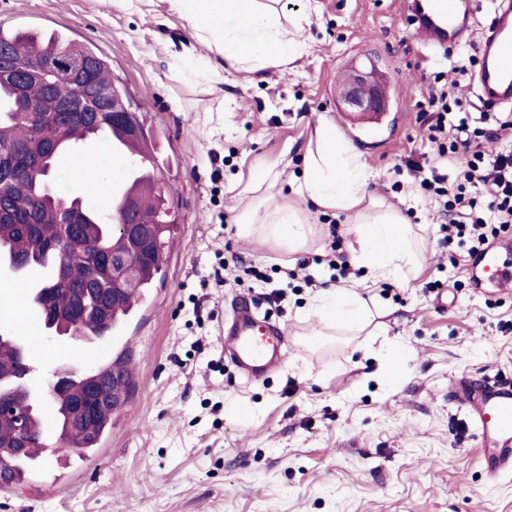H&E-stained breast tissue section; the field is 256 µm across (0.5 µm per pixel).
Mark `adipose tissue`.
<instances>
[{
    "instance_id": "adipose-tissue-1",
    "label": "adipose tissue",
    "mask_w": 512,
    "mask_h": 512,
    "mask_svg": "<svg viewBox=\"0 0 512 512\" xmlns=\"http://www.w3.org/2000/svg\"><path fill=\"white\" fill-rule=\"evenodd\" d=\"M225 59L259 70L285 67L301 50L298 39L309 13L288 15L283 0H169ZM372 176L361 153L336 134V125L319 118L303 156L302 177L291 185L297 204L277 201V178L264 174L266 192L243 207L235 224L239 236L292 250L304 248L313 235L311 211L343 218L354 235L350 262L366 269L371 281L408 278L415 261L408 220L399 211L378 210L368 198ZM312 312L330 329L359 331L370 309L353 288L335 286L319 293Z\"/></svg>"
}]
</instances>
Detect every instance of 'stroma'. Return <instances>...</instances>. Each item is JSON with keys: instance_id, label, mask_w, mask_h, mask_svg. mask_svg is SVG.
Segmentation results:
<instances>
[{"instance_id": "35a3bbf8", "label": "stroma", "mask_w": 512, "mask_h": 512, "mask_svg": "<svg viewBox=\"0 0 512 512\" xmlns=\"http://www.w3.org/2000/svg\"><path fill=\"white\" fill-rule=\"evenodd\" d=\"M285 3L311 14L303 48L288 69L252 73L210 50L168 0H0V26L59 31L110 58L153 130L177 224L166 275L126 332L136 382L105 459L58 453L45 481L0 490V512H512V474L487 479L451 395L462 376L512 380V289L473 286L465 250L439 247L443 218L419 186L429 167L457 169L435 156L419 104L450 73L478 117L468 59L479 42L425 46L405 0ZM356 69L391 78L384 127L353 142L374 173L367 192L410 210L422 239L409 281L361 292L378 307L381 346L364 333L313 335L316 289L283 279L332 235L348 239L346 225L315 215L300 255L234 227L262 174L284 189L298 178L319 117H335ZM237 256L272 270L280 303L242 271L214 287V269ZM242 297L283 333L280 366L259 380L224 355V319ZM29 347L41 372L92 364L64 340Z\"/></svg>"}]
</instances>
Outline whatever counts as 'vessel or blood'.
<instances>
[{
    "mask_svg": "<svg viewBox=\"0 0 512 512\" xmlns=\"http://www.w3.org/2000/svg\"><path fill=\"white\" fill-rule=\"evenodd\" d=\"M476 6V0H409L408 10L425 42L448 47L473 32ZM476 76L483 105L512 106V0H494L492 23L480 41ZM480 264L492 271L499 290L512 288V237L492 242ZM58 271V265L49 263L38 276L18 275L15 288L24 302L15 312V329L24 339H31L38 328L29 297L41 280L57 277ZM229 334L230 357L249 375H260L278 363L279 337L270 323L258 319L249 301L234 305ZM452 397L473 423L488 479L494 482L512 474V386L467 377L457 380Z\"/></svg>",
    "mask_w": 512,
    "mask_h": 512,
    "instance_id": "b4317fda",
    "label": "vessel or blood"
}]
</instances>
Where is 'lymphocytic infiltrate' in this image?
Listing matches in <instances>:
<instances>
[{
  "mask_svg": "<svg viewBox=\"0 0 512 512\" xmlns=\"http://www.w3.org/2000/svg\"><path fill=\"white\" fill-rule=\"evenodd\" d=\"M436 120L427 139L439 157L461 160L454 180L432 174L420 183L422 190L440 197L448 222L442 225L443 247H468L481 253L492 239L512 233V152L486 154L484 144L512 127V115L496 113L495 125H470L462 113L466 103L458 93L440 91L427 101Z\"/></svg>",
  "mask_w": 512,
  "mask_h": 512,
  "instance_id": "f902f5d3",
  "label": "lymphocytic infiltrate"
}]
</instances>
